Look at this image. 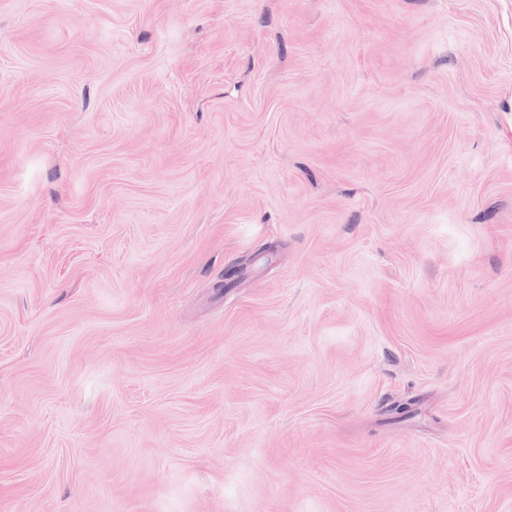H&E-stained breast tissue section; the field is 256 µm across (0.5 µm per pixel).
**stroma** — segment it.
Returning a JSON list of instances; mask_svg holds the SVG:
<instances>
[{"label": "stroma", "mask_w": 512, "mask_h": 512, "mask_svg": "<svg viewBox=\"0 0 512 512\" xmlns=\"http://www.w3.org/2000/svg\"><path fill=\"white\" fill-rule=\"evenodd\" d=\"M0 512H512V0H0Z\"/></svg>", "instance_id": "35a3bbf8"}]
</instances>
